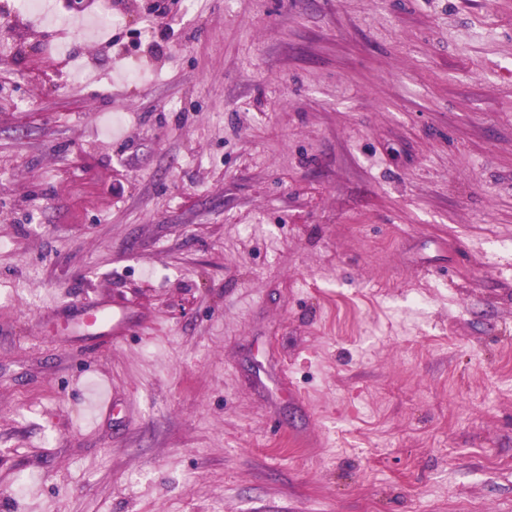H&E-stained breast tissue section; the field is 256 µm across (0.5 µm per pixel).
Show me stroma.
Masks as SVG:
<instances>
[{
	"label": "stroma",
	"instance_id": "35a3bbf8",
	"mask_svg": "<svg viewBox=\"0 0 512 512\" xmlns=\"http://www.w3.org/2000/svg\"><path fill=\"white\" fill-rule=\"evenodd\" d=\"M52 3L0 0V512H512V0Z\"/></svg>",
	"mask_w": 512,
	"mask_h": 512
}]
</instances>
